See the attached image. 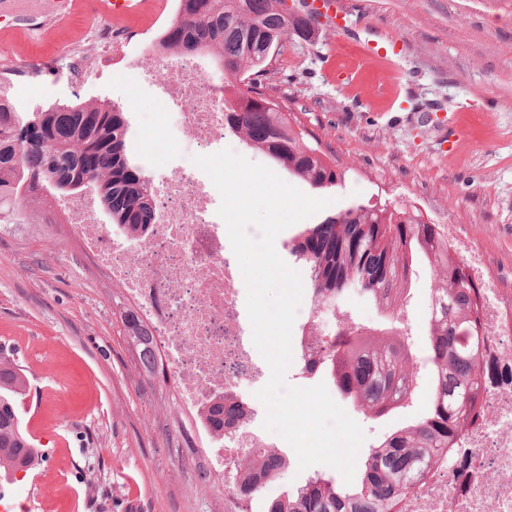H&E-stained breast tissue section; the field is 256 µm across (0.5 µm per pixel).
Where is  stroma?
<instances>
[{"label": "stroma", "mask_w": 512, "mask_h": 512, "mask_svg": "<svg viewBox=\"0 0 512 512\" xmlns=\"http://www.w3.org/2000/svg\"><path fill=\"white\" fill-rule=\"evenodd\" d=\"M66 24L44 14L0 20V61L50 59L59 45L92 56L93 78L73 86L66 73L18 79L27 110L54 102L108 99L128 124V155L141 170L160 161L146 118L152 89L126 67L174 15L176 0H149L129 27L130 44L96 40L88 22L112 26L95 0H78ZM345 28L316 21L311 41L289 37L260 83L315 135L345 179L327 190L326 214L347 204L405 205L431 224L458 225L512 293V0H337ZM398 47L369 57L366 43ZM121 287L84 254L76 229L56 212L0 231V346L13 352L31 383L27 428L45 466L0 499L24 512H224L221 480L205 481L185 460L187 418L172 385L147 380L120 332L114 298ZM423 336L411 402L383 417L356 415L371 448L426 409L431 375Z\"/></svg>", "instance_id": "35a3bbf8"}]
</instances>
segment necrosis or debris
<instances>
[{
	"mask_svg": "<svg viewBox=\"0 0 512 512\" xmlns=\"http://www.w3.org/2000/svg\"><path fill=\"white\" fill-rule=\"evenodd\" d=\"M141 84L154 90L161 110L152 125L168 141L166 158L150 168L145 184L157 221L148 238L106 231L92 195L66 197L57 207L78 228L89 257L109 271L135 304L161 344L175 399L191 412L206 411L218 400L240 404L244 415L210 443L193 463L202 477L223 472L225 486L237 477L234 465L244 455L285 447V440L263 427L265 411L244 398L240 389H261L269 367L252 341L246 287L218 215L221 196L196 165L183 164L177 139L182 131L195 137L200 154L222 151L224 89L216 85L197 58L166 55L158 69H141L127 59ZM484 293L490 325V352L500 370L512 371V299L490 276L483 254L447 227ZM147 254L144 262L135 253ZM469 460L464 472L443 467L413 497L408 512H512V382L493 388L485 417L461 442Z\"/></svg>",
	"mask_w": 512,
	"mask_h": 512,
	"instance_id": "necrosis-or-debris-1",
	"label": "necrosis or debris"
}]
</instances>
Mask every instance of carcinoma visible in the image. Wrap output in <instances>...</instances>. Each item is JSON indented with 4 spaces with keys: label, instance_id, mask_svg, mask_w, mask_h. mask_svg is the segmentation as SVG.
<instances>
[{
    "label": "carcinoma",
    "instance_id": "1",
    "mask_svg": "<svg viewBox=\"0 0 512 512\" xmlns=\"http://www.w3.org/2000/svg\"><path fill=\"white\" fill-rule=\"evenodd\" d=\"M175 15L150 43L156 56L192 57L205 50L232 76L250 75L246 88L224 86V130L241 135L289 175L314 191L341 183L344 174L308 141L288 112L254 86L252 75L269 59L266 43L291 35H312L301 15L289 20L284 0H177ZM42 75L39 68L0 69V224H14L31 205L47 200L57 182L74 194L87 187L132 236L150 232L153 206L140 171L129 164L127 124L108 99L57 103L28 112L12 94L14 76ZM36 122L45 140L29 146L20 129ZM289 255L306 273L312 297L316 345L302 372L326 377L354 411L384 416L412 399L415 370L409 339L396 325L417 269L434 276L427 309L426 364L433 388L427 411L373 447L357 484L342 486L332 475L315 474L293 492L268 500V512H407L408 502L431 471L455 461L469 428L489 406L490 387L499 378L487 361L483 292L466 262L451 251L444 227L425 223L408 208L350 203L317 224H306L288 240ZM356 293L384 315L378 328L336 318L344 297ZM139 371L167 381L159 347L134 307L117 301ZM28 388L24 369L0 349V481L33 471L42 458L27 430L22 401ZM242 414L240 405L217 404L202 414L222 432ZM241 480L232 489L242 504L274 484L286 470L279 451L239 464Z\"/></svg>",
    "mask_w": 512,
    "mask_h": 512
}]
</instances>
